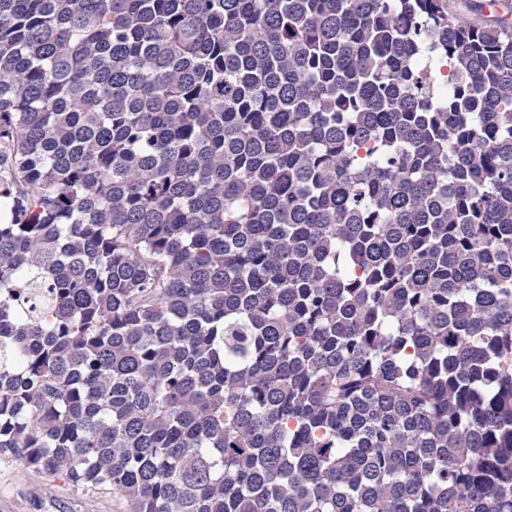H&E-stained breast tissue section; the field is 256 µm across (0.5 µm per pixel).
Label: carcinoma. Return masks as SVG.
Wrapping results in <instances>:
<instances>
[{
  "instance_id": "carcinoma-1",
  "label": "carcinoma",
  "mask_w": 512,
  "mask_h": 512,
  "mask_svg": "<svg viewBox=\"0 0 512 512\" xmlns=\"http://www.w3.org/2000/svg\"><path fill=\"white\" fill-rule=\"evenodd\" d=\"M0 210L1 456L131 512H512L489 0H0Z\"/></svg>"
}]
</instances>
